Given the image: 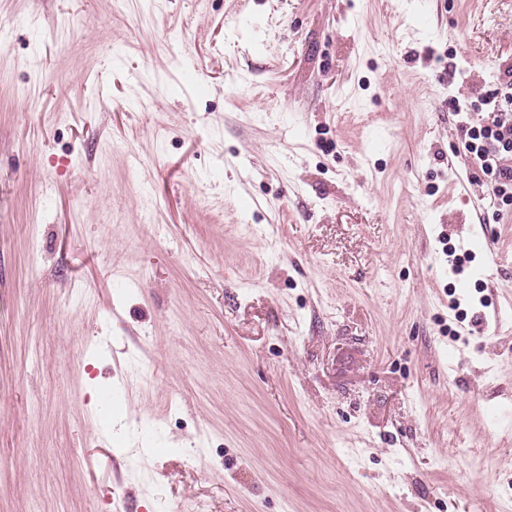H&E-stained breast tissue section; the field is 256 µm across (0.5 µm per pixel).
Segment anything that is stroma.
Returning <instances> with one entry per match:
<instances>
[{
  "label": "stroma",
  "instance_id": "obj_1",
  "mask_svg": "<svg viewBox=\"0 0 512 512\" xmlns=\"http://www.w3.org/2000/svg\"><path fill=\"white\" fill-rule=\"evenodd\" d=\"M511 69L512 0H0V512H512ZM465 150L470 161L487 177L494 197L512 200V109L496 104L491 112L468 118Z\"/></svg>",
  "mask_w": 512,
  "mask_h": 512
}]
</instances>
